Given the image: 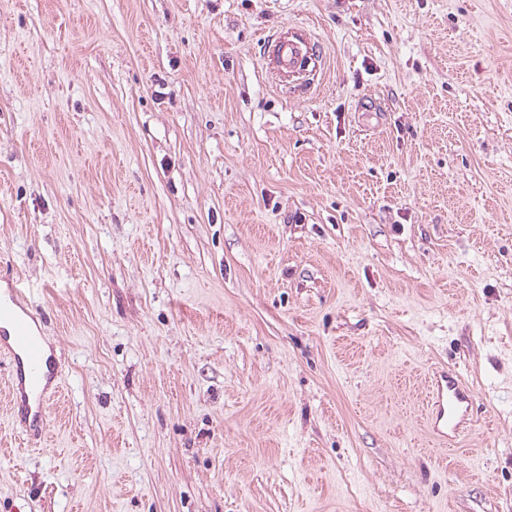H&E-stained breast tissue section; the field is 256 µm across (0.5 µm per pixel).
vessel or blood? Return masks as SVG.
<instances>
[{"instance_id":"b4317fda","label":"vessel or blood","mask_w":512,"mask_h":512,"mask_svg":"<svg viewBox=\"0 0 512 512\" xmlns=\"http://www.w3.org/2000/svg\"><path fill=\"white\" fill-rule=\"evenodd\" d=\"M271 44L282 70H300L301 42L276 36ZM8 293V301L0 303V357L10 365V417L15 425L42 428L49 403L61 387V372L46 352L40 313L20 289L12 287ZM432 406L433 434L440 445H447L470 421L471 396L454 372H442L434 383Z\"/></svg>"}]
</instances>
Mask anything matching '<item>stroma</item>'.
I'll use <instances>...</instances> for the list:
<instances>
[{
  "label": "stroma",
  "mask_w": 512,
  "mask_h": 512,
  "mask_svg": "<svg viewBox=\"0 0 512 512\" xmlns=\"http://www.w3.org/2000/svg\"><path fill=\"white\" fill-rule=\"evenodd\" d=\"M7 275L0 512H512V0H0ZM271 45L278 65L282 70L293 73L301 69L305 56L301 42L282 36H274L271 39ZM9 301L0 303V355L10 365L9 407L15 425L38 427L47 423V408L61 387L58 364L47 354L41 314L7 278ZM432 390L431 427L441 446H446L448 436L459 433L470 422L471 396L458 376L452 371H442L436 377Z\"/></svg>",
  "instance_id": "1"
}]
</instances>
